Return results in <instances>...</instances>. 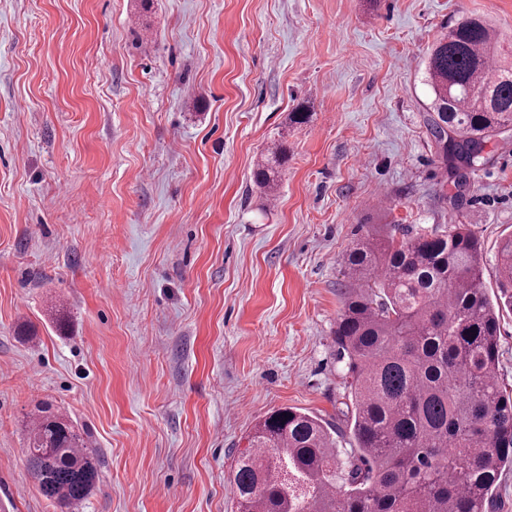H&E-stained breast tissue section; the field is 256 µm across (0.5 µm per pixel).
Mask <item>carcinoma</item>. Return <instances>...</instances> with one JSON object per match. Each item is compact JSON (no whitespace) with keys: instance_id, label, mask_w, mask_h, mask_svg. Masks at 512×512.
I'll list each match as a JSON object with an SVG mask.
<instances>
[{"instance_id":"carcinoma-1","label":"carcinoma","mask_w":512,"mask_h":512,"mask_svg":"<svg viewBox=\"0 0 512 512\" xmlns=\"http://www.w3.org/2000/svg\"><path fill=\"white\" fill-rule=\"evenodd\" d=\"M480 17L430 48L429 133L453 170L512 133V62ZM287 147L253 171L272 191ZM334 337L350 378L351 448L297 408L275 410L247 438L232 473L238 512H487L512 467V394L498 377L500 322L512 310V237L497 251L499 295L480 287L483 249L466 225L359 239ZM28 472L60 512L99 479L97 449L63 414L41 411L25 443Z\"/></svg>"}]
</instances>
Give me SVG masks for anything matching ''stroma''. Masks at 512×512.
Wrapping results in <instances>:
<instances>
[{
    "label": "stroma",
    "mask_w": 512,
    "mask_h": 512,
    "mask_svg": "<svg viewBox=\"0 0 512 512\" xmlns=\"http://www.w3.org/2000/svg\"><path fill=\"white\" fill-rule=\"evenodd\" d=\"M473 15L512 39V0H0V512H56L46 405L102 455L78 512H238L260 420L345 428L363 236L467 225L497 294L512 137L460 175L427 129L426 51ZM287 159V147L282 142H274L272 147L268 150V155L265 156L264 160L258 163L254 169V181L273 192L278 168L281 167Z\"/></svg>",
    "instance_id": "obj_1"
}]
</instances>
